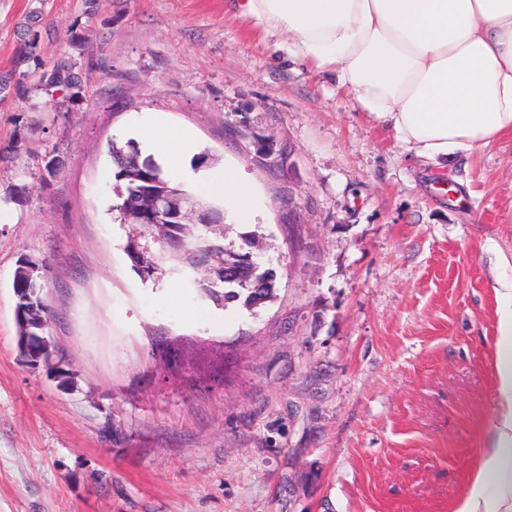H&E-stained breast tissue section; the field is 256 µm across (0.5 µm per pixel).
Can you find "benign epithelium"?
Wrapping results in <instances>:
<instances>
[{
    "label": "benign epithelium",
    "mask_w": 512,
    "mask_h": 512,
    "mask_svg": "<svg viewBox=\"0 0 512 512\" xmlns=\"http://www.w3.org/2000/svg\"><path fill=\"white\" fill-rule=\"evenodd\" d=\"M148 168L154 169L156 164L149 159L142 161L138 155L133 156L125 166V178L134 185L141 180L143 173ZM155 184L157 188L142 189L138 191L133 201L121 206V215L125 222L155 227L163 235L168 231L179 230L182 225L189 224L193 220L211 229L224 223L223 213L203 206L199 199L158 180L155 181ZM130 258L143 276L150 277L155 274L156 264L148 261L140 250L132 249ZM238 266L256 271L263 267V263L251 253L243 256L231 251L224 255L223 264L211 267L210 281L214 284L219 283L226 278L229 268ZM40 307H42V303L38 302L29 308L31 317L25 319L27 335L19 338V347L23 356L27 359L30 358V340L31 337H36L37 359L43 358L48 363L55 352V344L46 335L48 322L38 312Z\"/></svg>",
    "instance_id": "7a95c632"
}]
</instances>
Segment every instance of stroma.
Masks as SVG:
<instances>
[{"label":"stroma","instance_id":"35a3bbf8","mask_svg":"<svg viewBox=\"0 0 512 512\" xmlns=\"http://www.w3.org/2000/svg\"><path fill=\"white\" fill-rule=\"evenodd\" d=\"M284 55L224 0H0V512H448L494 413L512 134L431 168ZM147 115L251 184L263 307L139 276L109 146ZM42 307L41 299H38V302L32 305L30 308H26L28 311H31V317L25 319L22 315V320L25 321L27 327V335L20 336L19 338V347L20 351L26 360L29 362L30 358V340L31 336L36 337V343L38 345V349L36 350L37 360L35 361L36 365L40 363L42 358H45V364H48L52 357L53 352H55V344L51 340L50 336L46 335V328L48 326V322L41 317V313L38 312V308Z\"/></svg>","mask_w":512,"mask_h":512}]
</instances>
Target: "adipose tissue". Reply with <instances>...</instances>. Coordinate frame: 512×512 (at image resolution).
<instances>
[{"instance_id":"obj_1","label":"adipose tissue","mask_w":512,"mask_h":512,"mask_svg":"<svg viewBox=\"0 0 512 512\" xmlns=\"http://www.w3.org/2000/svg\"><path fill=\"white\" fill-rule=\"evenodd\" d=\"M228 10L285 40L434 167L512 133V0H230ZM195 178L200 197L253 218L256 198L234 169ZM495 294L496 409L449 512H512V281Z\"/></svg>"}]
</instances>
